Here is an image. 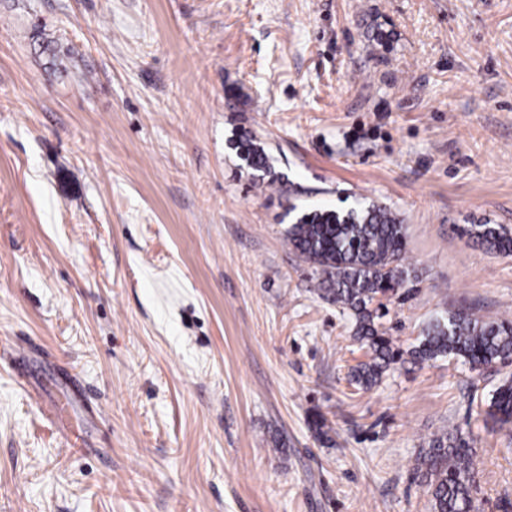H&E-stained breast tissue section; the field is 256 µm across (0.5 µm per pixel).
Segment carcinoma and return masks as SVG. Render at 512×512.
Returning a JSON list of instances; mask_svg holds the SVG:
<instances>
[{
	"instance_id": "carcinoma-1",
	"label": "carcinoma",
	"mask_w": 512,
	"mask_h": 512,
	"mask_svg": "<svg viewBox=\"0 0 512 512\" xmlns=\"http://www.w3.org/2000/svg\"><path fill=\"white\" fill-rule=\"evenodd\" d=\"M237 149L252 169L270 171L265 150L251 139L239 140ZM288 215V244L314 269L318 294L352 311L354 339L368 347L370 356L352 369L350 381L369 389L402 356L379 334L378 314L370 308L374 303L383 307V300L408 279L402 220L375 204L347 210L293 206ZM463 234L487 252L512 253V237L494 224H473ZM409 356L416 363L448 357L474 369L507 366L512 363V320L485 322L465 310L450 311L426 324ZM484 406L486 415L500 425H512V376L489 393ZM473 442L470 430L456 427L420 449L415 470L430 489L431 512H479L471 495L477 472Z\"/></svg>"
}]
</instances>
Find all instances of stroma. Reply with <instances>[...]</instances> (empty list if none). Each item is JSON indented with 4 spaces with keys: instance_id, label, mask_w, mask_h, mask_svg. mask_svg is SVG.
Returning a JSON list of instances; mask_svg holds the SVG:
<instances>
[{
    "instance_id": "35a3bbf8",
    "label": "stroma",
    "mask_w": 512,
    "mask_h": 512,
    "mask_svg": "<svg viewBox=\"0 0 512 512\" xmlns=\"http://www.w3.org/2000/svg\"><path fill=\"white\" fill-rule=\"evenodd\" d=\"M342 199L404 224L394 347L512 319V255L461 234H512V0H0V512H430L415 458L456 426L512 512L478 410L512 365L350 383L286 239ZM239 154L247 165L256 171L269 172L270 166L265 150L256 145L250 138L240 139L236 146ZM463 234L474 246L487 252L512 253V237L495 224H473L470 228H464Z\"/></svg>"
}]
</instances>
